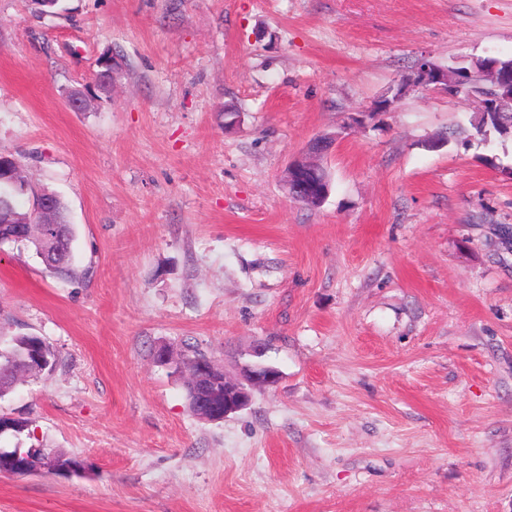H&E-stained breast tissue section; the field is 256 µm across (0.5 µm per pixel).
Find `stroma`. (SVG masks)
Here are the masks:
<instances>
[{
	"mask_svg": "<svg viewBox=\"0 0 512 512\" xmlns=\"http://www.w3.org/2000/svg\"><path fill=\"white\" fill-rule=\"evenodd\" d=\"M65 5L0 0V153L77 229L70 278L0 246V336L57 355L0 446L85 468L0 475V512H512V137L412 83L373 111L421 55L512 58V0ZM320 136L310 208L284 175ZM260 343L281 378L221 422L155 359Z\"/></svg>",
	"mask_w": 512,
	"mask_h": 512,
	"instance_id": "obj_1",
	"label": "stroma"
}]
</instances>
